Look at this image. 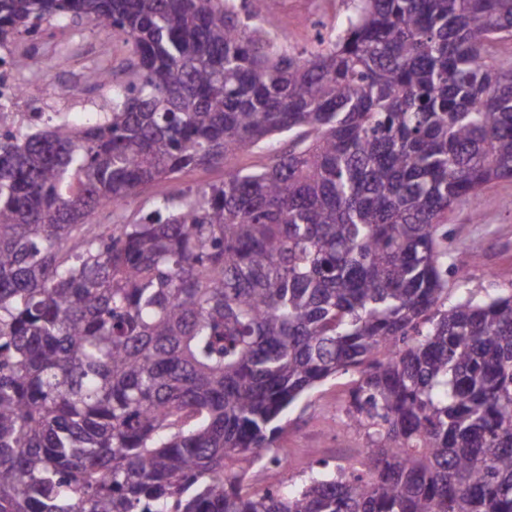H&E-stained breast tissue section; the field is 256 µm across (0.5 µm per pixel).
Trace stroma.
<instances>
[{"label": "stroma", "instance_id": "35a3bbf8", "mask_svg": "<svg viewBox=\"0 0 512 512\" xmlns=\"http://www.w3.org/2000/svg\"><path fill=\"white\" fill-rule=\"evenodd\" d=\"M352 9V0H271L272 31L286 37L289 47L302 48L309 43V26L321 18L333 27H341ZM123 58L103 31L86 26L84 38L70 65L45 73L37 85L41 88L70 87L84 96L86 108L72 114L73 125H82L88 113L96 111L100 91L85 83L87 66L104 59L118 66ZM224 180L220 166L200 167L183 173L173 182L160 181L140 188L127 205L129 219H138L150 201L173 190ZM448 281L460 292L483 298L512 289V180L502 179L486 186L478 195L467 198L448 213ZM479 243V255H472V243ZM355 379L347 373L329 379L308 391L290 407L284 429L275 446L279 456L289 461L281 470L264 463L250 466L247 483L255 488L297 486L312 467L327 463L329 471L349 467L370 441L364 432L336 429V410L350 396Z\"/></svg>", "mask_w": 512, "mask_h": 512}]
</instances>
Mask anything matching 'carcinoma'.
Here are the masks:
<instances>
[{
  "mask_svg": "<svg viewBox=\"0 0 512 512\" xmlns=\"http://www.w3.org/2000/svg\"><path fill=\"white\" fill-rule=\"evenodd\" d=\"M52 21L126 63L85 126L0 134V512H512V291L446 278L448 211L512 178V0H355L301 53L269 0H0V39ZM349 371L357 466L245 490ZM270 154L265 146L254 147L253 149L241 154L235 164L240 169L247 171L260 170L269 160ZM224 181V167H200L183 173L174 182L160 181L140 188L127 205L129 220H136L150 201L175 189L196 187L205 184H219Z\"/></svg>",
  "mask_w": 512,
  "mask_h": 512,
  "instance_id": "carcinoma-1",
  "label": "carcinoma"
}]
</instances>
